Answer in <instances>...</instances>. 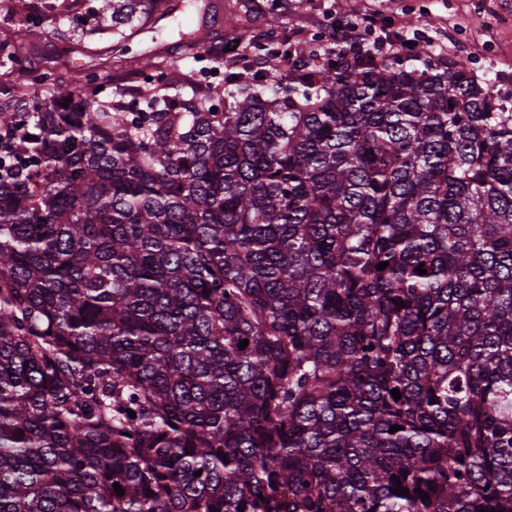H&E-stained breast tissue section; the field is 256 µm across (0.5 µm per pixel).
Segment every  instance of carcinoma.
Masks as SVG:
<instances>
[{
  "mask_svg": "<svg viewBox=\"0 0 512 512\" xmlns=\"http://www.w3.org/2000/svg\"><path fill=\"white\" fill-rule=\"evenodd\" d=\"M27 23L0 41V512H512V109L467 61L244 65L221 95L101 51L77 94L55 57L8 79ZM114 65L151 78L132 108Z\"/></svg>",
  "mask_w": 512,
  "mask_h": 512,
  "instance_id": "cac0c4a2",
  "label": "carcinoma"
}]
</instances>
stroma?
I'll return each mask as SVG.
<instances>
[{
	"label": "stroma",
	"instance_id": "1",
	"mask_svg": "<svg viewBox=\"0 0 512 512\" xmlns=\"http://www.w3.org/2000/svg\"><path fill=\"white\" fill-rule=\"evenodd\" d=\"M215 29L234 21L238 29L258 35L279 28L291 45L314 46L326 31L328 18L374 14L377 30L419 31L430 48L403 67H421L428 58L466 59L479 81L512 107V0H222Z\"/></svg>",
	"mask_w": 512,
	"mask_h": 512
}]
</instances>
